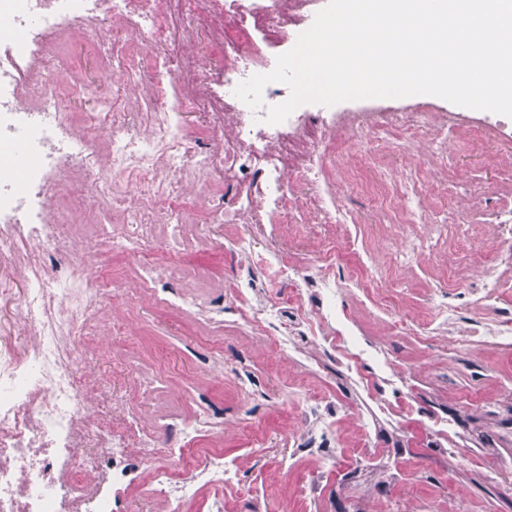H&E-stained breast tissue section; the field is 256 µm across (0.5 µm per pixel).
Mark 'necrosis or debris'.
I'll return each mask as SVG.
<instances>
[{"mask_svg": "<svg viewBox=\"0 0 512 512\" xmlns=\"http://www.w3.org/2000/svg\"><path fill=\"white\" fill-rule=\"evenodd\" d=\"M326 0H0V512H114L162 502L167 512H225L238 467L204 447L224 433L206 398L190 411L148 406L101 377L103 336L127 335L112 308L128 286L202 325L279 357L316 350V363L353 373L377 404L358 420L359 455L379 460L381 418L411 414L401 384L412 371L378 360L370 343L336 328L342 294L388 336L430 345L459 325L449 349L512 344V210L482 233L469 203L448 194L445 112H325L304 104L277 125L237 85L270 72ZM91 37L112 95L95 122L73 112L91 96L60 48ZM372 200L367 224L346 210ZM104 250L136 261L134 283L88 273L78 225ZM329 231L323 248L289 242L288 225ZM244 259L225 289L200 292L185 265L206 247ZM366 266L347 273L344 256ZM439 265L424 312L394 305L426 257ZM232 321H225V314ZM401 384L385 391L384 373ZM288 398L310 427L279 459L334 465L350 408L331 387L294 386Z\"/></svg>", "mask_w": 512, "mask_h": 512, "instance_id": "obj_1", "label": "necrosis or debris"}]
</instances>
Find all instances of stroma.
Returning a JSON list of instances; mask_svg holds the SVG:
<instances>
[{
  "label": "stroma",
  "mask_w": 512,
  "mask_h": 512,
  "mask_svg": "<svg viewBox=\"0 0 512 512\" xmlns=\"http://www.w3.org/2000/svg\"><path fill=\"white\" fill-rule=\"evenodd\" d=\"M399 104L450 107L448 101L430 95L406 97ZM453 110L457 132L448 148L455 157L458 192L468 193L477 183L484 188L477 209L512 207V194L503 189L498 167L501 157L512 154V137L496 135L489 112L460 106ZM135 311L138 320L131 339L141 369L151 370L160 363L167 367L163 405L185 409L191 398L203 394L223 406L224 436L213 446L238 460L240 491L263 493L268 512H512V495L504 494L486 472L488 459L512 461V412L490 413L473 399L477 392L498 398L512 390V346L488 347L455 359L449 358L439 340L427 349L390 347L394 359L409 360L416 372L414 411L408 422L412 438L404 452L396 453L390 428L373 435L390 465H408L407 480L395 486L354 455L348 443L354 423L349 419L340 425L347 443L335 466L323 470L314 458L304 457L293 469L279 471L276 462L285 451L283 440L298 427L286 394L302 376L301 367L285 359L277 371L268 372L263 345L231 342L224 347L223 370L202 374L190 351L201 331L196 321L147 302L136 303ZM244 355L271 392L270 401L257 405L249 415L240 410L233 375ZM440 420L452 422L451 437L433 432L434 422ZM445 445L465 452L469 464L442 455ZM313 471L320 474L321 494L312 502L299 488Z\"/></svg>",
  "instance_id": "35a3bbf8"
}]
</instances>
